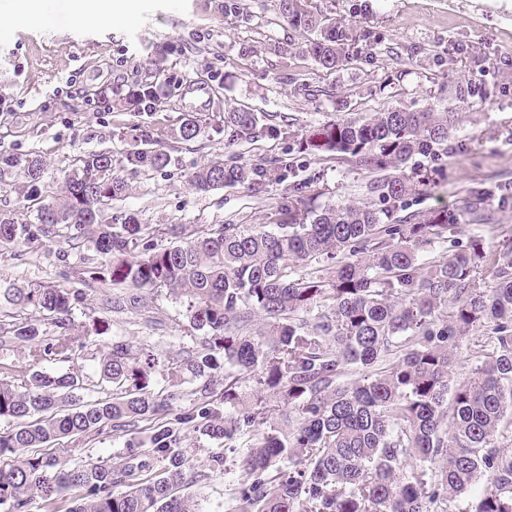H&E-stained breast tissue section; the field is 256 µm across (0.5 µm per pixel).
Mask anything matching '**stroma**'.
<instances>
[{
    "mask_svg": "<svg viewBox=\"0 0 512 512\" xmlns=\"http://www.w3.org/2000/svg\"><path fill=\"white\" fill-rule=\"evenodd\" d=\"M312 10L353 27L352 59L336 72L319 70L307 55L271 53V45L297 41V32L278 19L274 0H239L241 10L224 14L214 0H120L128 21L70 26L65 0H41V14L30 20L0 23V158L36 152L46 166L44 182L59 190L80 154L108 151L121 163L146 136L173 133L185 113L205 110L199 81L224 84V101L275 116L281 132L250 141L224 131V115L209 114L203 136L180 144L164 169L127 174V194L112 203L113 216L134 214L139 223L161 229L159 245L180 244L169 226L188 224H269L293 186H302L313 206L339 201L369 205L375 174L367 167L300 152L309 127L328 121L365 117L391 107L420 109L445 104L457 115L449 133L448 155L420 158L422 181L409 197L410 213L457 210L473 187H486L489 221L464 225L463 237L477 236L494 250L500 227L512 228V205L499 201L495 185H512V0H309ZM173 47L166 57L175 93L154 112H136L121 103L100 111L87 99L93 90L128 88L153 68L156 45ZM482 73L487 94L474 103L455 98V87ZM213 160L266 169L257 189L232 186L194 190L188 175ZM58 243L13 256L0 255V289L31 284L77 287L74 267L92 244L59 260ZM71 317L79 329L73 363L51 361L41 368L63 373L81 368L91 387L84 400L110 392L99 382L98 360L116 341L134 352L151 354L157 365L151 386L182 392L192 406V382L172 383L167 368L195 347L201 336L192 328L188 300L166 289L141 291L138 307L113 306L129 289L87 286ZM193 464L222 455L224 470L184 487L197 512H238L235 490L242 476L224 443L197 433L185 442Z\"/></svg>",
    "mask_w": 512,
    "mask_h": 512,
    "instance_id": "1",
    "label": "stroma"
}]
</instances>
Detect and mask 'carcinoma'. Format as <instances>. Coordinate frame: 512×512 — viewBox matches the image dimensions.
I'll use <instances>...</instances> for the list:
<instances>
[{
    "label": "carcinoma",
    "mask_w": 512,
    "mask_h": 512,
    "mask_svg": "<svg viewBox=\"0 0 512 512\" xmlns=\"http://www.w3.org/2000/svg\"><path fill=\"white\" fill-rule=\"evenodd\" d=\"M277 14L298 32L299 51L327 71L350 62V28L308 6L275 0ZM158 66L134 86L124 105L154 112L169 96ZM449 112L442 106L392 108L358 120L329 121L301 138L303 150L355 161L382 173L369 186L383 207L340 202L316 210L295 189L277 209L276 230L263 225L182 227L187 242L161 247L155 230L132 214L103 218L127 183L112 167V153L75 159L58 194L45 199L38 184L45 161L36 154L4 160L25 179L35 224L0 211V247L33 248L55 239L73 248L92 239L99 258L85 257L80 281L139 289L165 288L189 299L190 323L207 331L199 347L174 362L171 379L201 381L193 408H179L177 392L150 385L155 359L112 343L99 359L105 382L119 395L92 402L79 396L77 371L51 376L48 360L76 356L72 303L83 292L33 284L13 289L12 308H0V345L23 344L29 364L19 383L0 381V506L30 512H196L177 495L194 469L184 448L187 431L232 441L251 436L239 460L241 512H454L451 503L479 481L487 484L467 512H512V451L500 449L512 430V234L498 249L477 237L453 253L423 260L419 248L456 242L462 215L482 217L487 188H474L459 212L413 214L397 224L417 183L406 173L418 155L448 153ZM205 120L187 115L177 142L204 132ZM233 139L274 135L263 115L246 107L224 111ZM170 152L135 147L124 157L133 173L166 167ZM259 171L247 164L206 163L189 175L191 186L254 187ZM323 264L316 275L294 276L304 262ZM488 265L492 280L480 279ZM41 318L27 316L28 309ZM265 330L247 328L251 313ZM51 324L56 336H44ZM488 342L459 377L457 352L477 330ZM224 375V391L213 378ZM252 383V398L238 384ZM293 414L283 428L267 398ZM106 430L147 435L113 463L71 466L63 441Z\"/></svg>",
    "instance_id": "cac0c4a2"
}]
</instances>
